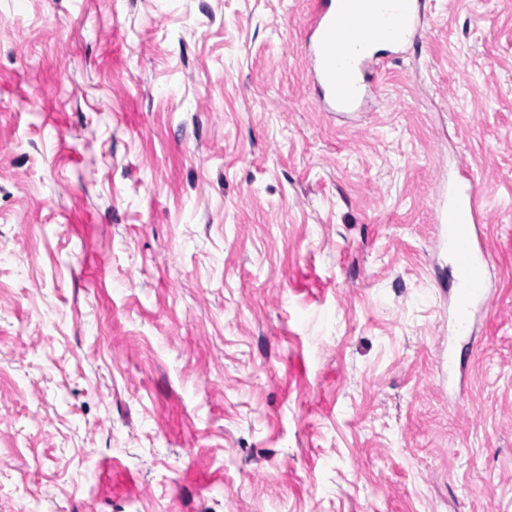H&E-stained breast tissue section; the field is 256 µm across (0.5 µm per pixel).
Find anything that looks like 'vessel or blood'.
Segmentation results:
<instances>
[{
  "label": "vessel or blood",
  "mask_w": 512,
  "mask_h": 512,
  "mask_svg": "<svg viewBox=\"0 0 512 512\" xmlns=\"http://www.w3.org/2000/svg\"><path fill=\"white\" fill-rule=\"evenodd\" d=\"M423 0H315L305 55L322 111L352 119L360 110L386 57L380 47L402 51L421 38ZM436 234L453 265L456 293L452 323L468 329L471 314L491 290L490 256L480 242L486 217L470 178L441 188Z\"/></svg>",
  "instance_id": "b4317fda"
}]
</instances>
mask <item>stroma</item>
Instances as JSON below:
<instances>
[{"label": "stroma", "instance_id": "obj_1", "mask_svg": "<svg viewBox=\"0 0 512 512\" xmlns=\"http://www.w3.org/2000/svg\"><path fill=\"white\" fill-rule=\"evenodd\" d=\"M311 6L0 0V512H512V0H427L356 123ZM462 180L439 192L436 209V234L440 246L448 252L454 270L456 293L452 323L454 328L467 330L471 313L487 303L491 290L488 270L490 256L480 242V225L486 221L477 188L465 170Z\"/></svg>", "mask_w": 512, "mask_h": 512}]
</instances>
